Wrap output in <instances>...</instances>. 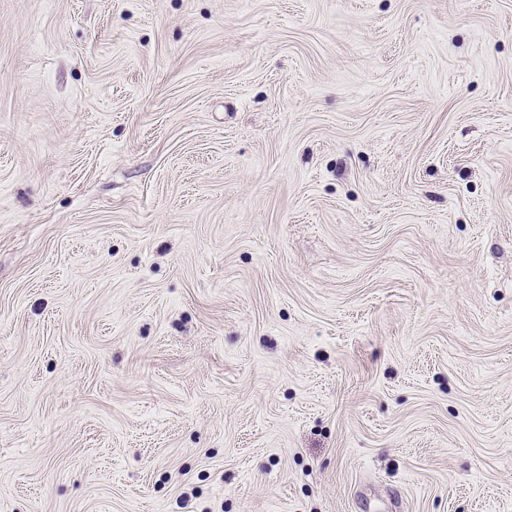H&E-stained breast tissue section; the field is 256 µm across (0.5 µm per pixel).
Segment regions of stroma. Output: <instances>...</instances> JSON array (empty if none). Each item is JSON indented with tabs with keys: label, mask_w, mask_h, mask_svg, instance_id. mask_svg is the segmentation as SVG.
Masks as SVG:
<instances>
[{
	"label": "stroma",
	"mask_w": 512,
	"mask_h": 512,
	"mask_svg": "<svg viewBox=\"0 0 512 512\" xmlns=\"http://www.w3.org/2000/svg\"><path fill=\"white\" fill-rule=\"evenodd\" d=\"M0 512H512V0H0Z\"/></svg>",
	"instance_id": "1"
}]
</instances>
